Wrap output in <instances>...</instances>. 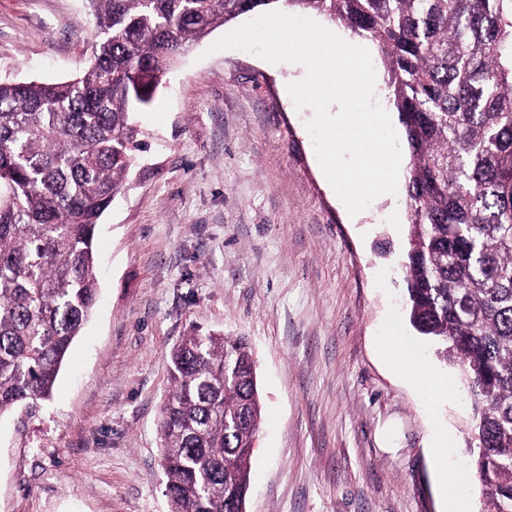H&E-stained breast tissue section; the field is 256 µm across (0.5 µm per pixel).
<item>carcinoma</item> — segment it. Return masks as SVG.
<instances>
[{
	"label": "carcinoma",
	"mask_w": 512,
	"mask_h": 512,
	"mask_svg": "<svg viewBox=\"0 0 512 512\" xmlns=\"http://www.w3.org/2000/svg\"><path fill=\"white\" fill-rule=\"evenodd\" d=\"M284 1L382 53L410 153V320L462 370L472 468L512 512V0H90L92 58L0 79V416L51 396L98 302L97 226L138 152L136 114L198 40ZM161 406L171 512H246L261 418L242 336L175 345Z\"/></svg>",
	"instance_id": "1"
}]
</instances>
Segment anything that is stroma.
<instances>
[{
	"label": "stroma",
	"instance_id": "35a3bbf8",
	"mask_svg": "<svg viewBox=\"0 0 512 512\" xmlns=\"http://www.w3.org/2000/svg\"><path fill=\"white\" fill-rule=\"evenodd\" d=\"M138 116L148 146L98 226L100 303L50 400L0 418V512H169L161 404L191 331L247 337L262 420L247 512H467L471 407L405 310V190L351 221L286 97L289 63L214 43ZM87 0H0V78L85 70ZM450 383L410 381L403 353ZM449 449L442 493L435 434Z\"/></svg>",
	"mask_w": 512,
	"mask_h": 512
}]
</instances>
